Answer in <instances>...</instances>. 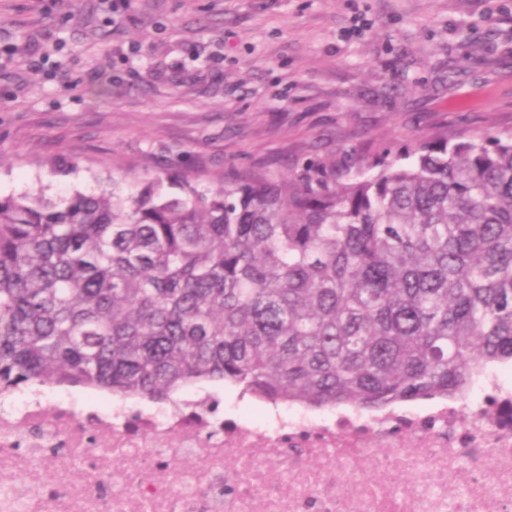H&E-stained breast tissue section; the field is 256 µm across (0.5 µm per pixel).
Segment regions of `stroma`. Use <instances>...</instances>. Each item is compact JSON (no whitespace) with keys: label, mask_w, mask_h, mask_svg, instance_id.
Returning <instances> with one entry per match:
<instances>
[{"label":"stroma","mask_w":512,"mask_h":512,"mask_svg":"<svg viewBox=\"0 0 512 512\" xmlns=\"http://www.w3.org/2000/svg\"><path fill=\"white\" fill-rule=\"evenodd\" d=\"M0 0V196L512 133V0Z\"/></svg>","instance_id":"35a3bbf8"}]
</instances>
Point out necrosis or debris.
Here are the masks:
<instances>
[{"instance_id":"obj_1","label":"necrosis or debris","mask_w":512,"mask_h":512,"mask_svg":"<svg viewBox=\"0 0 512 512\" xmlns=\"http://www.w3.org/2000/svg\"><path fill=\"white\" fill-rule=\"evenodd\" d=\"M0 512H512V371L374 411L2 393Z\"/></svg>"}]
</instances>
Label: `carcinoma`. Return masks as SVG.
Segmentation results:
<instances>
[{
    "mask_svg": "<svg viewBox=\"0 0 512 512\" xmlns=\"http://www.w3.org/2000/svg\"><path fill=\"white\" fill-rule=\"evenodd\" d=\"M512 363V134L201 190L0 197V392L375 409Z\"/></svg>",
    "mask_w": 512,
    "mask_h": 512,
    "instance_id": "cac0c4a2",
    "label": "carcinoma"
}]
</instances>
